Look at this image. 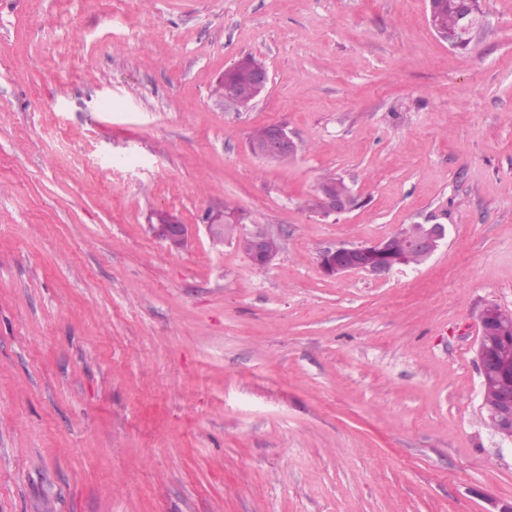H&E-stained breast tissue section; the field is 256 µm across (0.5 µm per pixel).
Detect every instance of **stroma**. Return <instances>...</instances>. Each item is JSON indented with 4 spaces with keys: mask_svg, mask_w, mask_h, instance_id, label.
<instances>
[{
    "mask_svg": "<svg viewBox=\"0 0 512 512\" xmlns=\"http://www.w3.org/2000/svg\"><path fill=\"white\" fill-rule=\"evenodd\" d=\"M262 57L247 112L224 71ZM298 146L268 164L252 130ZM359 198L312 206L325 171ZM278 234L254 266L224 208ZM179 216L168 249L155 211ZM443 224L423 265L322 250ZM512 311V0H0V512H501L479 314ZM469 1L477 2L478 7L481 10L480 0H444L437 12L433 15L432 20L430 13L428 15V21L432 28L436 27L446 29L448 31H457L461 22L462 14L468 11ZM440 29L435 32L442 40L448 42V45L453 48L461 47L463 40L460 38L458 32H448ZM249 58V59H248ZM244 58L236 62L233 66L224 71V74L218 79L213 95L221 105H227L237 111L238 105L235 98V76L242 74L247 76L248 83L256 99L266 91L270 82L268 70H254L266 68L265 63L253 56ZM250 60V62H249ZM252 67H251V65ZM157 223L149 224L152 234L159 240L166 243L170 249H182L187 241V227L181 224L178 217L168 211L154 213Z\"/></svg>",
    "mask_w": 512,
    "mask_h": 512,
    "instance_id": "35a3bbf8",
    "label": "stroma"
}]
</instances>
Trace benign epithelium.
<instances>
[{
    "instance_id": "7a95c632",
    "label": "benign epithelium",
    "mask_w": 512,
    "mask_h": 512,
    "mask_svg": "<svg viewBox=\"0 0 512 512\" xmlns=\"http://www.w3.org/2000/svg\"><path fill=\"white\" fill-rule=\"evenodd\" d=\"M479 21V15L465 14L460 32L436 30L437 35L453 48L462 44L460 35H470ZM247 76L254 94L259 97L270 82L269 72L255 70L249 59L244 58L224 71L218 79L213 95L221 105L238 109L235 98V76ZM250 150L267 163H282L296 153L297 146L285 127L268 125L261 136L249 140ZM356 195L348 190L336 188L334 183H321L316 190L313 205L325 215L341 214L355 207ZM157 222L149 224L152 234L175 250L183 248L187 241V227L178 217L168 211L154 213ZM245 216L236 209L208 217V228L218 241L231 233L247 238L248 259L256 266L268 265L280 251V238L263 224H244ZM444 224H414L410 237L394 240L387 237L361 246H335L319 254V265L328 277H338L350 272H363L374 277H383L397 266H419L428 261L446 238ZM503 310L495 304L486 305L479 316L480 338L477 359L481 375V388L491 389L497 395V405L486 411L489 426L495 434L512 442V355L506 347L512 342L509 336L500 335L499 321Z\"/></svg>"
}]
</instances>
